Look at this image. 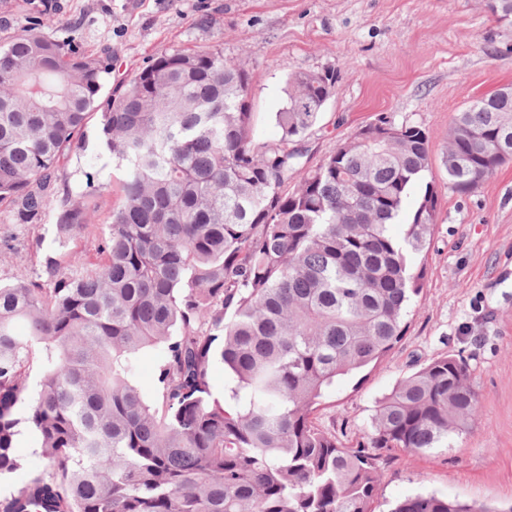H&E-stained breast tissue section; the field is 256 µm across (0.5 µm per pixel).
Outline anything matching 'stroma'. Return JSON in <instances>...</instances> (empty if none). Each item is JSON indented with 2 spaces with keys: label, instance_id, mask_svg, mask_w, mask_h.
Listing matches in <instances>:
<instances>
[{
  "label": "stroma",
  "instance_id": "1",
  "mask_svg": "<svg viewBox=\"0 0 512 512\" xmlns=\"http://www.w3.org/2000/svg\"><path fill=\"white\" fill-rule=\"evenodd\" d=\"M58 11L52 36L76 37L91 54L114 50L106 87L130 77L165 50L223 46L250 73L256 142H279L276 114L295 72L334 70L335 94L306 133L308 166H316L378 114L419 124L430 135L423 180L438 193L439 220L427 253L422 293L405 318L406 334L374 368L337 379L317 424L344 445L361 441L374 409L412 368L462 353L481 396L469 428L451 447L429 454L395 449L378 462V503L419 492L463 502L512 504V161L465 194L448 187V132L469 98L512 84V23L490 13L488 0H46ZM113 184L122 171L99 143L91 118L81 149L67 164V185L84 173ZM0 282L39 277L58 257L53 220L22 228L0 203ZM38 440L22 431V469L0 482L16 492L44 470Z\"/></svg>",
  "mask_w": 512,
  "mask_h": 512
}]
</instances>
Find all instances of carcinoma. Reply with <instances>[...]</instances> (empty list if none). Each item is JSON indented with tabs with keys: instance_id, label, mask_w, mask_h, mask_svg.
Instances as JSON below:
<instances>
[{
	"instance_id": "carcinoma-1",
	"label": "carcinoma",
	"mask_w": 512,
	"mask_h": 512,
	"mask_svg": "<svg viewBox=\"0 0 512 512\" xmlns=\"http://www.w3.org/2000/svg\"><path fill=\"white\" fill-rule=\"evenodd\" d=\"M512 23V0H488ZM0 25V202L17 224L54 212L60 247L93 228L108 184L60 191L63 161L99 114L100 143L124 170L99 260L0 284V477L23 466L22 429L45 470L0 512H372L381 451L450 447L479 393L454 354L407 375L379 401L366 441L345 447L313 415L336 379L374 367L405 336L426 268L438 196L426 185L427 130L380 115L308 168L300 143L337 75L288 78L282 137L252 136L249 71L221 48L162 51L108 93L98 55L44 29ZM512 160V85L471 99L448 135V188L466 193ZM161 352L159 401L133 383L139 352ZM44 371L24 373L35 350ZM224 363L229 401L211 398ZM29 401L28 412L17 413ZM389 512H512L435 493Z\"/></svg>"
}]
</instances>
